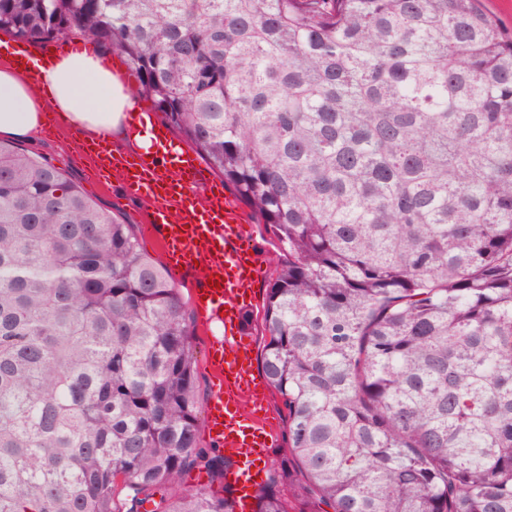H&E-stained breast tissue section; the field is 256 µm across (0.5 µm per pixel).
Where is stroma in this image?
Listing matches in <instances>:
<instances>
[{
    "label": "stroma",
    "instance_id": "1",
    "mask_svg": "<svg viewBox=\"0 0 512 512\" xmlns=\"http://www.w3.org/2000/svg\"><path fill=\"white\" fill-rule=\"evenodd\" d=\"M72 133L71 126L62 122L57 123L52 133L41 134L36 143L30 145L29 150L59 168L97 205L119 213L129 223L135 224L141 248L160 264L166 265L190 313V341L197 362L200 391L198 420L202 423L206 422V410L215 382V375L207 361V350L216 331L205 325L196 307V279L190 272L169 264L159 244V236L150 223L147 201L128 196L121 181L117 179L113 178L106 182L98 180L93 167L79 156ZM262 414L269 418L274 426V438L264 464V481L268 484L277 483L279 464L287 451L288 414L280 396L273 388L269 387L265 390ZM277 485L281 497L288 503V512H311L310 505L298 499L287 484L277 483Z\"/></svg>",
    "mask_w": 512,
    "mask_h": 512
}]
</instances>
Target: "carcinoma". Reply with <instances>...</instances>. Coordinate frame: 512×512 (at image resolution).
Instances as JSON below:
<instances>
[{"instance_id":"1","label":"carcinoma","mask_w":512,"mask_h":512,"mask_svg":"<svg viewBox=\"0 0 512 512\" xmlns=\"http://www.w3.org/2000/svg\"><path fill=\"white\" fill-rule=\"evenodd\" d=\"M123 55L281 251L260 365L318 512H512V33L478 0H0ZM133 225L0 143V512H234ZM257 512H286L273 487Z\"/></svg>"}]
</instances>
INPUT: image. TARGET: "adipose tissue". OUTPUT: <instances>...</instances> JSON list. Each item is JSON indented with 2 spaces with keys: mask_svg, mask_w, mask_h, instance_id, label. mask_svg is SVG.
Instances as JSON below:
<instances>
[{
  "mask_svg": "<svg viewBox=\"0 0 512 512\" xmlns=\"http://www.w3.org/2000/svg\"><path fill=\"white\" fill-rule=\"evenodd\" d=\"M134 99L100 58L83 50L54 55L34 73L0 61V137L35 141L47 108L64 123L91 137L131 136L136 149L151 147L149 134L129 132L127 114Z\"/></svg>",
  "mask_w": 512,
  "mask_h": 512,
  "instance_id": "1",
  "label": "adipose tissue"
}]
</instances>
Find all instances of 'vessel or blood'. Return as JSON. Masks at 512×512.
I'll return each instance as SVG.
<instances>
[{
	"instance_id": "1",
	"label": "vessel or blood",
	"mask_w": 512,
	"mask_h": 512,
	"mask_svg": "<svg viewBox=\"0 0 512 512\" xmlns=\"http://www.w3.org/2000/svg\"><path fill=\"white\" fill-rule=\"evenodd\" d=\"M46 43L40 55L25 45L11 47L15 64L38 68L43 56L58 50ZM154 152L130 155L98 143L84 144L98 178L121 179L128 195L149 200L160 244L173 265L193 270L196 295L206 323L223 327L214 338L210 363L218 379L211 394L207 427L221 443L239 477L252 476L254 461L269 447L265 419L241 410L238 394L256 380L254 359L242 313L255 295L264 270L250 252L249 231L235 200L214 181L197 157L175 143L163 125L151 124ZM218 287H211V280Z\"/></svg>"
}]
</instances>
